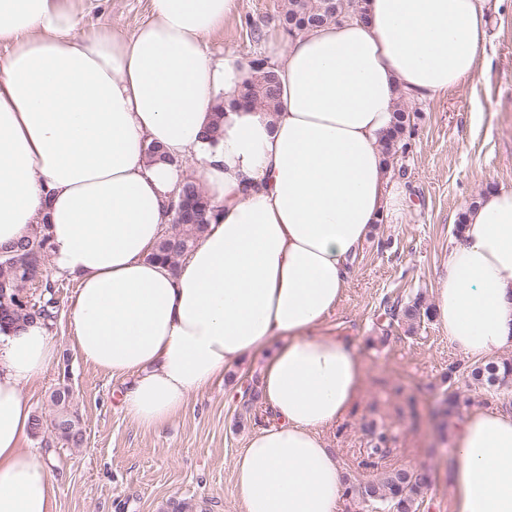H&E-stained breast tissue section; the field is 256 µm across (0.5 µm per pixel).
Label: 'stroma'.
<instances>
[{
    "instance_id": "35a3bbf8",
    "label": "stroma",
    "mask_w": 512,
    "mask_h": 512,
    "mask_svg": "<svg viewBox=\"0 0 512 512\" xmlns=\"http://www.w3.org/2000/svg\"><path fill=\"white\" fill-rule=\"evenodd\" d=\"M284 0H236L222 30L210 39L216 52L244 61L264 58L265 36L280 31ZM488 61L460 87L433 100L411 101L418 112L406 153L390 160L406 190L397 218L373 226L354 264L339 306L321 334L361 345L364 386L325 440L352 482L380 478L387 468L426 469L429 487L419 512H454L448 474L453 465L454 415L446 397L485 409L512 410V392L491 396L469 377L473 364L450 344L436 322L411 327L383 318L384 299L432 298L459 215L488 187L512 186V0H485ZM151 17V0H96L79 14L83 30L133 32ZM57 301L50 329L57 362L23 388L33 412L51 420L49 397L69 386L85 431L82 447L45 443L28 435L25 447L48 451L57 479L56 512H164L173 498H193L203 512H234L233 459L265 420L260 405L243 409L242 387H256L261 359L231 368L223 379L191 394L186 407L163 426L147 430L121 408L123 378L86 363L73 346L69 313L76 283L44 265ZM388 436L381 465L365 467L374 432Z\"/></svg>"
}]
</instances>
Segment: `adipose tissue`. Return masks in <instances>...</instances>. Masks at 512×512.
<instances>
[{"mask_svg":"<svg viewBox=\"0 0 512 512\" xmlns=\"http://www.w3.org/2000/svg\"><path fill=\"white\" fill-rule=\"evenodd\" d=\"M77 0H0V246L48 222L57 274L78 283L71 339L125 378L140 427L264 353L269 412L233 460L240 512H338L346 486L325 433L357 397L361 348L319 334L348 287L371 224L404 195L383 163L402 101L472 78L487 39L483 0H361L349 17L270 34L276 111L242 105L249 67L209 37L236 0H151L132 34L78 29ZM215 138L202 132L218 103ZM161 144L170 161L151 159ZM198 164L221 217L177 270L147 255ZM448 247L433 317L466 356L512 345V187L482 192ZM41 321L0 330V512H55L52 461L27 448L23 394L55 361ZM456 512H512V413L455 422Z\"/></svg>","mask_w":512,"mask_h":512,"instance_id":"obj_1","label":"adipose tissue"}]
</instances>
